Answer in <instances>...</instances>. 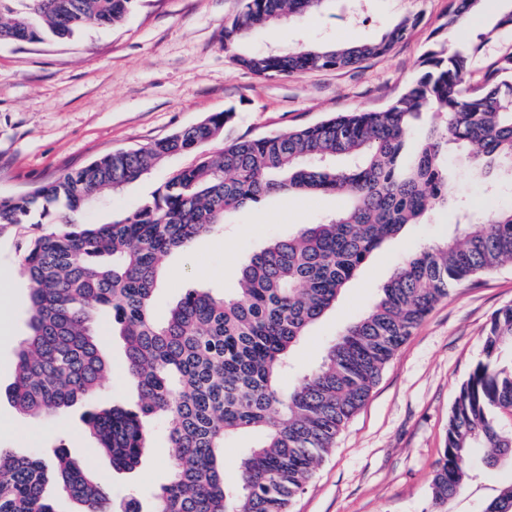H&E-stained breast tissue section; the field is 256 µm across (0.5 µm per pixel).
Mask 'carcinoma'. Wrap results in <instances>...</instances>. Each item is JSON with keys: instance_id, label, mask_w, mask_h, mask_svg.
Segmentation results:
<instances>
[{"instance_id": "cac0c4a2", "label": "carcinoma", "mask_w": 512, "mask_h": 512, "mask_svg": "<svg viewBox=\"0 0 512 512\" xmlns=\"http://www.w3.org/2000/svg\"><path fill=\"white\" fill-rule=\"evenodd\" d=\"M134 2L0 0V43L69 40L87 24L123 22ZM322 2L244 0L224 28V49ZM482 2L450 0L420 73L382 110L241 136L215 154L203 152L224 138L236 116L229 108L145 146L109 153L29 194L0 196L1 229L30 224L38 230L22 249L29 334L19 344L7 390L14 407L50 416L97 399L109 372L96 337L104 315L124 342L138 402L89 410L84 422L117 470L135 469L152 436L167 439L169 479L154 495L151 512H289L387 362L432 308L452 288L512 263V207L465 215L451 238L418 248L394 269L315 369L288 379L290 352L361 266L406 225L451 205L453 151H463L476 176L512 174V53L488 65L480 83L469 84L485 44L497 31L512 30V11L466 50L436 39L473 19ZM417 21L404 17L378 41L233 53L230 59L263 79L347 69L387 54ZM186 153L196 154L195 162L173 170L152 199L110 223L78 220L77 212L102 191L119 190ZM318 193L341 197L342 209L253 252L232 291L189 289L164 318L156 317L165 257L268 196ZM509 351L512 304L493 313L484 359L452 404L431 483L437 508L470 479L473 456L489 470L512 465ZM246 431L260 433V440L243 451L230 478L225 445ZM52 477L78 512H138L133 497L116 510L109 488L62 446L50 456L0 448V512H57L46 495ZM482 512H512V482Z\"/></svg>"}]
</instances>
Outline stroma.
Here are the masks:
<instances>
[{"mask_svg": "<svg viewBox=\"0 0 512 512\" xmlns=\"http://www.w3.org/2000/svg\"><path fill=\"white\" fill-rule=\"evenodd\" d=\"M243 0H137L119 25H88L65 42L0 43V195H23L60 175L119 149L143 146L215 112L235 108L224 135L234 138L314 123L336 112L383 109L419 70L448 0H325L308 17L241 39L236 50L258 53L300 44L376 39L394 21L417 16L410 37L359 67L262 79L233 65L224 28ZM193 158L177 155L117 192L104 191L82 208L80 221L101 224L149 199L173 170ZM450 198L478 210L512 205V191L497 192L454 162ZM343 205L333 195L272 196L226 217L224 230L196 238L165 260L157 316L185 289L232 290L241 262L270 239L314 224ZM455 207L423 224L406 226L359 270L335 307L312 325L291 358L317 366L326 347L360 318L380 286L416 247L454 232ZM33 226L0 232V388L14 380L16 350L29 332L28 281L20 246ZM512 303V266L451 290L385 366L365 405L351 418L291 512H431L430 483L460 384L483 356L492 314ZM111 363L98 396L102 406H134L137 393L125 371L121 339L102 329ZM76 404L47 419L21 415L0 398V448L19 455L64 444L71 457L109 476L116 500L139 490L141 512L169 477V450L155 436L138 467L116 471L99 453ZM471 478L443 512H480L512 468L486 470L470 462Z\"/></svg>", "mask_w": 512, "mask_h": 512, "instance_id": "obj_1", "label": "stroma"}]
</instances>
